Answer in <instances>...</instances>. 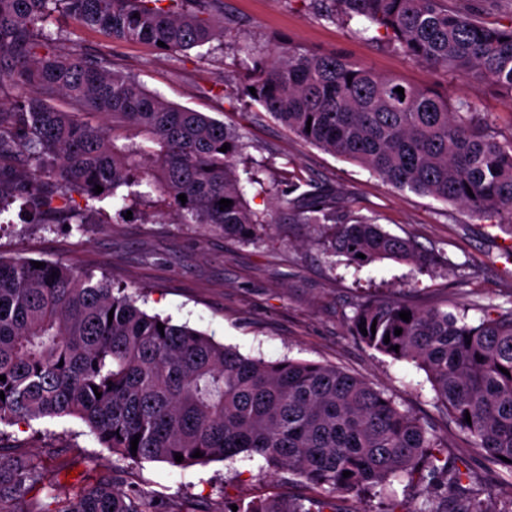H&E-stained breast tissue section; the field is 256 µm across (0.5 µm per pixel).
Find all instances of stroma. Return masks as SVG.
Instances as JSON below:
<instances>
[{
  "label": "stroma",
  "mask_w": 512,
  "mask_h": 512,
  "mask_svg": "<svg viewBox=\"0 0 512 512\" xmlns=\"http://www.w3.org/2000/svg\"><path fill=\"white\" fill-rule=\"evenodd\" d=\"M211 13L224 35L205 46L173 53L135 42L116 43L102 32L60 17L45 30L56 49L103 59L173 105L224 121L246 148L237 164L245 200L271 218L278 189L304 180L332 190L339 205L376 218L394 235L448 264L431 272L384 260L362 268L330 255L312 225L275 224L261 240L243 242L202 224H180L158 196L119 211L108 201L74 195L89 223L27 224L18 206L0 214V253L59 262L75 272L108 277L147 297L148 313L171 317L267 361L283 358L328 364L384 389L401 409L448 438V461L467 472L466 486L492 507L512 498L502 467H487L442 412L426 373L367 348L350 328L357 304L393 295L423 306L467 311L512 308V229L483 221L458 206L400 191L369 170L307 144L243 93L240 82L249 45L297 44L317 54L335 51L378 74L395 76L449 99L470 101L491 114L502 143L512 142V103L489 88L421 64L384 41L359 36L354 25L318 15L311 0H213ZM0 445L61 467L56 493L73 496L104 474L117 487L142 485L162 508L189 502L200 512H224L228 500L281 499L308 494L302 478L267 472L260 456L239 455L178 469L163 462L141 465L103 448L81 420L44 418L0 432Z\"/></svg>",
  "instance_id": "stroma-1"
}]
</instances>
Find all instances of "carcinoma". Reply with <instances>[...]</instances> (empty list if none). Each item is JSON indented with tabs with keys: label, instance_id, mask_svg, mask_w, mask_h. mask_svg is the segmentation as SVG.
I'll return each instance as SVG.
<instances>
[{
	"label": "carcinoma",
	"instance_id": "carcinoma-1",
	"mask_svg": "<svg viewBox=\"0 0 512 512\" xmlns=\"http://www.w3.org/2000/svg\"><path fill=\"white\" fill-rule=\"evenodd\" d=\"M326 2V19L355 21V34L376 32L412 59L491 85L512 102V23L489 27L482 18L497 0L463 11L448 0ZM207 5L0 0V87L24 89L0 101V214L18 201L32 224H87L88 216L72 205L73 193L125 205L145 185L186 224H211L242 241L271 230L272 223L245 203L236 171L241 134L172 105L101 61L56 51L44 32L54 13L66 12L114 41H162L168 51L185 52L224 36ZM244 90L303 142L398 189L512 225V144L502 145L492 119L467 100L451 101L335 51L312 54L295 44L274 46L254 60ZM59 97L70 109L52 104ZM94 117L103 123H92ZM225 144L230 149L220 151ZM222 199L232 205L220 208ZM279 202V220L317 226L327 250L349 265L385 259L426 269L447 264L371 218L336 210V197L325 191L290 182ZM402 311L411 313L409 321L399 317ZM352 331L367 347L423 369L470 446L512 477V308L472 323L465 312L375 297L358 305ZM0 375L6 377L0 426L75 417L103 447L135 463L185 469L256 453L269 469L335 497L375 496L395 480L421 487L419 506L390 497L379 512H512V501L495 511L479 494H464L466 474L448 467V438L364 379L315 362L246 357L168 317L147 314L109 280L95 281L63 264L37 269L29 258L0 256ZM58 475L23 456L0 457V512H159L147 491L118 490L110 477L57 501L52 511L39 494L52 489ZM233 504L237 512L329 507L311 496L226 501L224 512Z\"/></svg>",
	"mask_w": 512,
	"mask_h": 512
}]
</instances>
